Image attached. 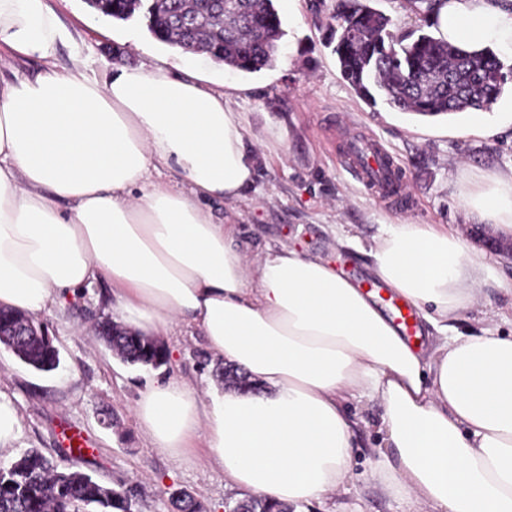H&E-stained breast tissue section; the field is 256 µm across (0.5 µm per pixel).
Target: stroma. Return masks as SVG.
I'll return each instance as SVG.
<instances>
[{
	"label": "stroma",
	"instance_id": "1",
	"mask_svg": "<svg viewBox=\"0 0 512 512\" xmlns=\"http://www.w3.org/2000/svg\"><path fill=\"white\" fill-rule=\"evenodd\" d=\"M68 41L50 59L14 58L0 45V77H31L47 63L71 66L73 51L88 58L86 74L101 77L117 66L145 62L152 41L142 14L112 21L85 0H47ZM285 34L274 67L247 74L201 61L213 82L242 86L229 100L240 114L257 159V175L244 199L214 208L215 218L237 225L251 252L293 245L320 255L352 279L370 276L369 255L382 225L442 224L468 235L482 216L464 201L467 189L512 171V134L474 135L490 111H468L435 118L401 112L385 103L371 106L342 79L326 45L323 19L311 0L288 11L275 0ZM377 139L402 171L403 199L391 203L370 194L344 164L351 138ZM108 286L97 282L80 296L41 315L59 351L60 365L37 371L0 349V394L15 404L22 434L14 449L22 455L41 449L54 460L73 458L69 434L89 442L82 471L114 487L137 485L143 512H174L172 491L181 489L205 512H224L242 493L224 486V475L205 459L177 462L141 433L133 408L144 384L165 378L183 381L207 394L217 363L199 336L178 331L162 337L171 354L168 365L132 366L113 356L97 326L111 317ZM351 413L366 423L355 435L348 490L327 505L307 512H406V504L369 477L373 447L381 442L377 407L350 401Z\"/></svg>",
	"mask_w": 512,
	"mask_h": 512
}]
</instances>
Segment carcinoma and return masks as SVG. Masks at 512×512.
<instances>
[{"label":"carcinoma","instance_id":"obj_1","mask_svg":"<svg viewBox=\"0 0 512 512\" xmlns=\"http://www.w3.org/2000/svg\"><path fill=\"white\" fill-rule=\"evenodd\" d=\"M93 9L117 21L142 10L153 38L174 47L205 41L213 61L244 73L273 66L284 35L274 0H196L191 8L185 0H96ZM328 18L340 75L370 105L380 95L390 107L421 116L480 111L512 82V70L503 71L492 49L465 51L429 34L409 42L368 0H335ZM113 332L102 340L123 362L154 368L167 363V351L154 338L116 325ZM18 349L39 363V371L59 365L57 347L41 336L27 337ZM245 501L249 512H294L261 497ZM136 505L132 489L120 485L109 496L90 475L69 470L38 448L0 468V512H134Z\"/></svg>","mask_w":512,"mask_h":512}]
</instances>
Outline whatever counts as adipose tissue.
Here are the masks:
<instances>
[{
    "label": "adipose tissue",
    "mask_w": 512,
    "mask_h": 512,
    "mask_svg": "<svg viewBox=\"0 0 512 512\" xmlns=\"http://www.w3.org/2000/svg\"><path fill=\"white\" fill-rule=\"evenodd\" d=\"M438 37L512 61V0H434ZM68 32L46 0H0V43L49 58ZM0 83V307L36 317L94 282L112 316L148 336L185 327L256 383L257 391L156 380L134 413L172 459L204 437L225 487L301 507L348 482L356 421L375 403L384 434L371 460L381 488L428 512H512V336L456 335L459 310L488 287L486 255L432 224H388L373 272L420 310L436 341L409 343L376 299L318 255L284 247L249 256L238 227L211 203L252 186L255 155L222 90L193 63L156 62L88 77ZM177 170L178 191L154 173ZM512 238V173L465 193Z\"/></svg>",
    "instance_id": "1"
}]
</instances>
